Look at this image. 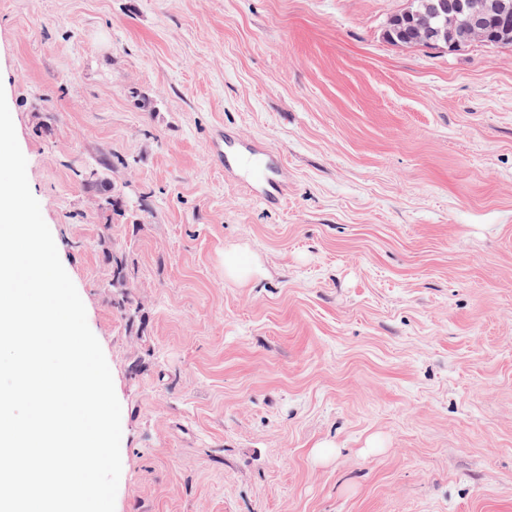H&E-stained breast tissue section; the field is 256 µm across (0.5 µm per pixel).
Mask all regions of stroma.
<instances>
[{
	"mask_svg": "<svg viewBox=\"0 0 512 512\" xmlns=\"http://www.w3.org/2000/svg\"><path fill=\"white\" fill-rule=\"evenodd\" d=\"M405 5L0 0L29 186L122 408L115 512H512V46L391 44ZM218 131L271 151L278 204ZM214 159L224 172L239 169L248 179L254 196L267 203L279 202L283 193L282 174L266 160L267 151L256 143L241 141L224 142V134L218 133L211 144ZM110 263V287L128 288L130 275L127 255L113 247L110 249ZM259 267L253 255L245 248L224 251V276L247 284L258 273Z\"/></svg>",
	"mask_w": 512,
	"mask_h": 512,
	"instance_id": "obj_1",
	"label": "stroma"
}]
</instances>
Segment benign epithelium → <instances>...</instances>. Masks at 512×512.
<instances>
[{
  "instance_id": "7a95c632",
  "label": "benign epithelium",
  "mask_w": 512,
  "mask_h": 512,
  "mask_svg": "<svg viewBox=\"0 0 512 512\" xmlns=\"http://www.w3.org/2000/svg\"><path fill=\"white\" fill-rule=\"evenodd\" d=\"M395 22L407 24L401 40L409 45L446 46L456 49L471 39L503 45L501 35L512 28L506 7H493L488 0H423L408 2Z\"/></svg>"
}]
</instances>
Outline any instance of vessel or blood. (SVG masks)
Listing matches in <instances>:
<instances>
[{"label":"vessel or blood","instance_id":"1","mask_svg":"<svg viewBox=\"0 0 512 512\" xmlns=\"http://www.w3.org/2000/svg\"><path fill=\"white\" fill-rule=\"evenodd\" d=\"M214 159L225 172L241 171L254 196L265 202L280 201L283 193L282 176L267 159V151L256 143L225 140L216 134L211 144Z\"/></svg>","mask_w":512,"mask_h":512}]
</instances>
